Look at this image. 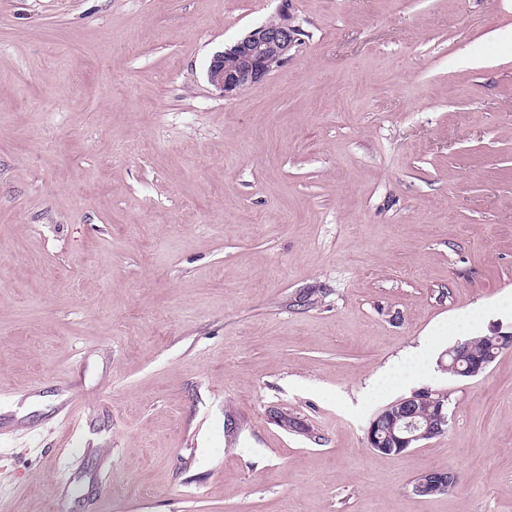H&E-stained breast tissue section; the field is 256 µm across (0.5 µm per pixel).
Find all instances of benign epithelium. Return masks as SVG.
<instances>
[{
    "label": "benign epithelium",
    "mask_w": 512,
    "mask_h": 512,
    "mask_svg": "<svg viewBox=\"0 0 512 512\" xmlns=\"http://www.w3.org/2000/svg\"><path fill=\"white\" fill-rule=\"evenodd\" d=\"M283 3L285 7L281 8L277 19L256 26L231 47L212 57L206 72L207 81L220 96L230 97L261 82L297 49L300 30L292 23L286 7L288 0ZM227 57L234 60L230 67L224 64ZM470 349L468 341L454 346L448 351L451 362L445 364V369L462 377L484 372L488 360L470 359ZM448 425V413L444 403L436 401L435 392H415L370 420L366 429L367 447L378 453L393 449L400 455L425 438L445 434ZM456 479V474L450 470L434 471L420 476L415 487L425 493H438L451 487Z\"/></svg>",
    "instance_id": "1"
}]
</instances>
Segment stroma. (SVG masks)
<instances>
[{
  "mask_svg": "<svg viewBox=\"0 0 512 512\" xmlns=\"http://www.w3.org/2000/svg\"><path fill=\"white\" fill-rule=\"evenodd\" d=\"M496 332L512 0H0V512H512V347L440 366ZM414 350L449 429L374 452ZM299 36L284 6L277 19L256 26L212 57L206 72L208 83L221 97H230L261 82L288 60L299 45ZM227 57L234 60L230 67L224 64ZM471 349L470 341H465L462 343H458L451 350L448 351V361H450V357L452 359L451 363L444 364L441 363L442 366L445 367L446 370H453V372L457 376L469 377L476 376L480 373H483L486 366L488 365V359L485 360H471L469 357V352ZM450 356V357H449ZM465 361L466 366L462 369L458 367V362ZM428 373L422 351L410 354L404 362V367L396 372L394 376L384 381L383 387L392 389L401 384L410 383L421 379ZM456 479V474L450 470L434 471L420 476L415 482V488L422 489L423 493L436 492L437 494L447 488L449 489Z\"/></svg>",
  "mask_w": 512,
  "mask_h": 512,
  "instance_id": "obj_1",
  "label": "stroma"
}]
</instances>
